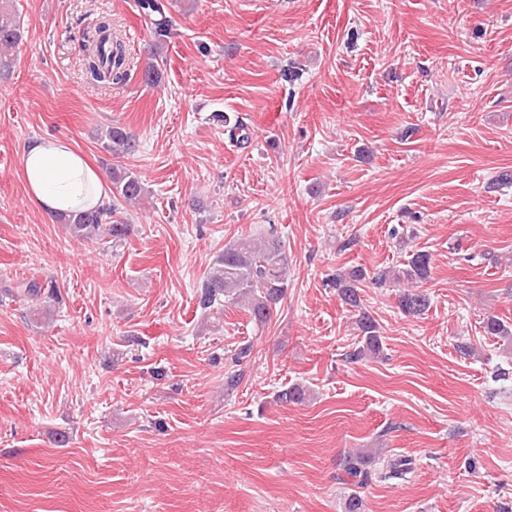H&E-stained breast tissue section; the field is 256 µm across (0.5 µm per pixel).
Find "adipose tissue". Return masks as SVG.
<instances>
[{
    "instance_id": "ef3b65f1",
    "label": "adipose tissue",
    "mask_w": 512,
    "mask_h": 512,
    "mask_svg": "<svg viewBox=\"0 0 512 512\" xmlns=\"http://www.w3.org/2000/svg\"><path fill=\"white\" fill-rule=\"evenodd\" d=\"M22 173L30 199L50 218L102 207L107 198L105 174L61 137L26 145Z\"/></svg>"
}]
</instances>
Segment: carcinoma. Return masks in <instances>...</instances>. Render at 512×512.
I'll use <instances>...</instances> for the list:
<instances>
[{"instance_id":"1","label":"carcinoma","mask_w":512,"mask_h":512,"mask_svg":"<svg viewBox=\"0 0 512 512\" xmlns=\"http://www.w3.org/2000/svg\"><path fill=\"white\" fill-rule=\"evenodd\" d=\"M139 5L143 13L153 19V46L156 47L158 43L174 36L171 20L162 0H139ZM107 34H112V23L105 17L97 19L95 24L82 30L84 68L91 80L97 83L118 84L128 77L126 55L118 39L111 41L109 52H103L102 43ZM20 38V26L16 17L0 9V75L10 70L9 49L15 47ZM104 148L117 159L126 158L136 151L137 142L124 128L109 126L105 130ZM110 175L114 196L126 202H135L144 196V185L137 173L130 168L123 164H114ZM60 222L77 239L90 240L103 234L111 236L115 245L121 243L130 231L120 212L110 205L63 216ZM429 276L430 256L417 252L411 255L406 268L393 274L383 272L369 280L370 283L378 285L386 283L390 278L397 283L402 280L414 283L415 287L403 290L398 296V305L404 314L419 316L428 308L429 298L416 284L426 281ZM365 280V272L361 269L337 277L338 295L346 304L354 308L360 307L359 290ZM199 288L198 305L201 309H217L230 303L246 309L255 322L265 324L271 319L273 309L288 288V254L285 245L272 230L260 238L245 236L234 240L225 245L224 251L214 258ZM19 292L31 300H42V305L34 309L36 316L47 313L51 303L59 300L54 286L45 285L34 278L21 282ZM357 325L362 335V346L350 353V358L358 359L367 354L379 353L382 341L375 320L361 311L357 314ZM484 332L488 336L512 337V329L495 317L487 318ZM307 396L308 391L304 387L294 385L280 391L277 400L282 403L301 404ZM371 464L370 455L356 454L345 458L343 470L354 484L362 487L372 478ZM411 472L412 460L398 458L388 463L381 478H403Z\"/></svg>"}]
</instances>
